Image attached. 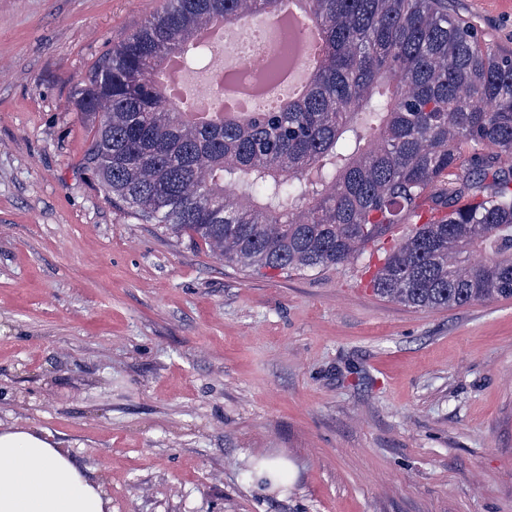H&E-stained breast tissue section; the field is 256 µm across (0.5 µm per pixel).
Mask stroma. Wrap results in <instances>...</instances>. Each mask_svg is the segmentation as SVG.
<instances>
[{
    "mask_svg": "<svg viewBox=\"0 0 512 512\" xmlns=\"http://www.w3.org/2000/svg\"><path fill=\"white\" fill-rule=\"evenodd\" d=\"M163 5L0 0V424L49 432L110 512H512V299L379 297L387 237L260 275L84 168L74 92ZM448 10L512 51V0Z\"/></svg>",
    "mask_w": 512,
    "mask_h": 512,
    "instance_id": "35a3bbf8",
    "label": "stroma"
}]
</instances>
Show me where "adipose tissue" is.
<instances>
[{"instance_id": "ef3b65f1", "label": "adipose tissue", "mask_w": 512, "mask_h": 512, "mask_svg": "<svg viewBox=\"0 0 512 512\" xmlns=\"http://www.w3.org/2000/svg\"><path fill=\"white\" fill-rule=\"evenodd\" d=\"M0 512H107L100 485L31 426L0 430Z\"/></svg>"}]
</instances>
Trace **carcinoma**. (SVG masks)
Listing matches in <instances>:
<instances>
[{
	"instance_id": "carcinoma-1",
	"label": "carcinoma",
	"mask_w": 512,
	"mask_h": 512,
	"mask_svg": "<svg viewBox=\"0 0 512 512\" xmlns=\"http://www.w3.org/2000/svg\"><path fill=\"white\" fill-rule=\"evenodd\" d=\"M324 63L277 112L207 120L164 64L207 66L197 33L243 0H166L76 89L86 168L147 224L255 270L349 262L399 224L370 286L413 308L512 298V53L448 0H305ZM484 260L471 261L473 252Z\"/></svg>"
}]
</instances>
